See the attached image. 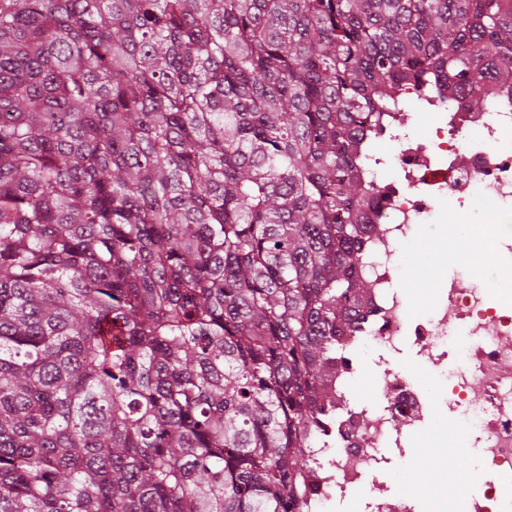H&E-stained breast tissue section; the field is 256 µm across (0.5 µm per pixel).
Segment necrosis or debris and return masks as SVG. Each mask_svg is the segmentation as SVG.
Here are the masks:
<instances>
[{
	"instance_id": "necrosis-or-debris-1",
	"label": "necrosis or debris",
	"mask_w": 512,
	"mask_h": 512,
	"mask_svg": "<svg viewBox=\"0 0 512 512\" xmlns=\"http://www.w3.org/2000/svg\"><path fill=\"white\" fill-rule=\"evenodd\" d=\"M486 105L471 110L460 96L441 93L430 100L425 140L398 134L407 112H385L375 140L394 145L391 154L369 149L359 171L367 179L382 167L393 174L371 215L382 227L372 238L367 271L376 282L375 313L361 335L351 337V353L336 376L339 393L333 423L312 450L314 472L301 512H337L358 495L359 512H415L411 501H392L384 477L383 449L404 450L407 433L443 440L451 448L476 449V463L462 477L422 488L437 502L465 500L467 512H512V290L487 293L479 284L446 281L424 315L410 311L396 284V259L418 224H447L477 216L486 200L490 226L512 223V85L485 88ZM468 339L453 343L458 331ZM419 349L431 366L444 367L441 384L429 390L421 377L397 363L405 345ZM383 373L382 410L352 403V383L372 350ZM482 406H472L473 393Z\"/></svg>"
}]
</instances>
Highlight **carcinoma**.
<instances>
[{
  "mask_svg": "<svg viewBox=\"0 0 512 512\" xmlns=\"http://www.w3.org/2000/svg\"><path fill=\"white\" fill-rule=\"evenodd\" d=\"M487 79L512 0H0V512H299L360 156Z\"/></svg>",
  "mask_w": 512,
  "mask_h": 512,
  "instance_id": "1",
  "label": "carcinoma"
}]
</instances>
